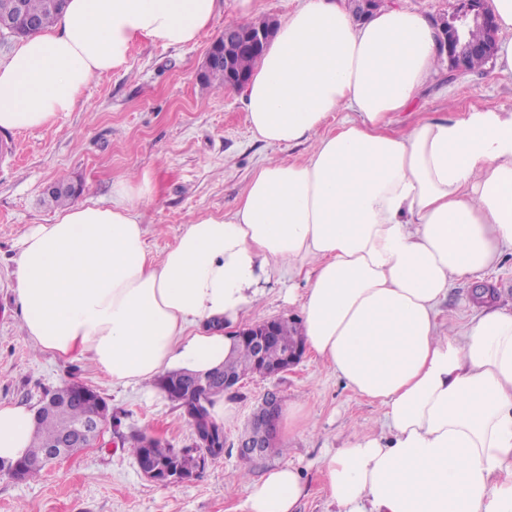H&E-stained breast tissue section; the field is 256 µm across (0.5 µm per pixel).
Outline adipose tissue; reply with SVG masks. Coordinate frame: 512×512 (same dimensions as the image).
I'll use <instances>...</instances> for the list:
<instances>
[{
    "instance_id": "ef3b65f1",
    "label": "adipose tissue",
    "mask_w": 512,
    "mask_h": 512,
    "mask_svg": "<svg viewBox=\"0 0 512 512\" xmlns=\"http://www.w3.org/2000/svg\"><path fill=\"white\" fill-rule=\"evenodd\" d=\"M224 0H68L0 61V129L74 111L88 81L130 48L196 42ZM439 30L346 0H307L281 18L241 92L252 133L311 143L270 159L237 208L199 216L160 258L138 202L148 175L107 206L73 204L16 243L15 303L34 347L89 358L119 384L220 366L272 272L304 279L306 350L384 410L386 434L353 428L322 462L336 512H512V309L443 321L449 290L512 253V110L395 120L439 70ZM345 113L336 131L327 119ZM33 413L0 402V459L28 451ZM245 512H296L292 465L245 485Z\"/></svg>"
}]
</instances>
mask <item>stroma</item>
<instances>
[{"label":"stroma","instance_id":"1","mask_svg":"<svg viewBox=\"0 0 512 512\" xmlns=\"http://www.w3.org/2000/svg\"><path fill=\"white\" fill-rule=\"evenodd\" d=\"M231 10L220 13L196 43L166 47L145 40L130 51L126 69L93 76L81 104L42 128L0 130V143L16 148L0 154V401L38 407L45 393L79 382L94 388L121 418L108 427L99 447L86 448L47 467L36 480L0 473V512H242L244 481L260 480L286 464L299 470L306 493L298 512H336L321 476L322 455L341 446L353 426L380 427L379 404L347 388L314 355L292 371L250 376L223 400L231 407L222 426V456L208 461L200 477L174 484L144 478L124 439L132 433L158 436L174 448L191 445L194 431L177 403L157 389L121 386L92 361L61 363L38 352L21 327L13 300L15 241L30 227L50 223L56 213L44 199L52 182L80 184V201L112 202L113 186L132 173H149L156 192L140 202L146 242L158 257L184 224L198 215L232 212L255 169L271 158L303 160L310 144L291 148L253 135L241 96L215 92L200 79L212 43L228 26ZM512 109V72L495 61L449 79L440 69L400 120L408 125L430 116L461 115L471 107ZM303 280L275 275L265 297L242 326L268 320L292 321L299 303L288 286ZM488 289L495 305L512 307V256L452 289L443 317L469 320L482 308L474 291ZM277 393L282 405L301 407L305 428L289 436L287 449L259 462L238 458L235 444L263 397Z\"/></svg>","mask_w":512,"mask_h":512}]
</instances>
